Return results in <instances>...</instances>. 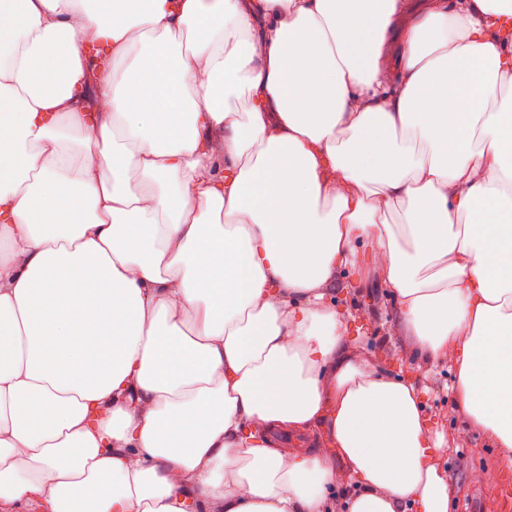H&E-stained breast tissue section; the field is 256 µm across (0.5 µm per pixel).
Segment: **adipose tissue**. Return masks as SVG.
<instances>
[{
  "instance_id": "ef3b65f1",
  "label": "adipose tissue",
  "mask_w": 512,
  "mask_h": 512,
  "mask_svg": "<svg viewBox=\"0 0 512 512\" xmlns=\"http://www.w3.org/2000/svg\"><path fill=\"white\" fill-rule=\"evenodd\" d=\"M355 266L512 451V0H0V505L448 512ZM337 306L348 307L355 315V324L348 325L347 336L350 344L366 357L383 355L382 352H397L402 341L390 327L393 312L399 299L380 288L374 280H364L358 288H348L343 294H336ZM365 318L362 323L357 317ZM354 325V326H353Z\"/></svg>"
}]
</instances>
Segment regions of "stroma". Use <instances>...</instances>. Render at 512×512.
I'll list each match as a JSON object with an SVG mask.
<instances>
[{
    "label": "stroma",
    "mask_w": 512,
    "mask_h": 512,
    "mask_svg": "<svg viewBox=\"0 0 512 512\" xmlns=\"http://www.w3.org/2000/svg\"><path fill=\"white\" fill-rule=\"evenodd\" d=\"M347 280L350 289L337 295L335 302L363 319L362 324L349 327L350 344L368 357L396 351L401 338L391 329L390 322L399 304L398 298L385 292L376 281L364 279L361 269L349 270ZM378 369L423 387L425 413L431 429L455 438L456 448L440 458L442 468L458 489L450 512H512V507L499 498L501 480L512 474V453L464 430L453 412L450 391L453 371L444 364L412 360L396 364L382 362Z\"/></svg>",
    "instance_id": "35a3bbf8"
}]
</instances>
